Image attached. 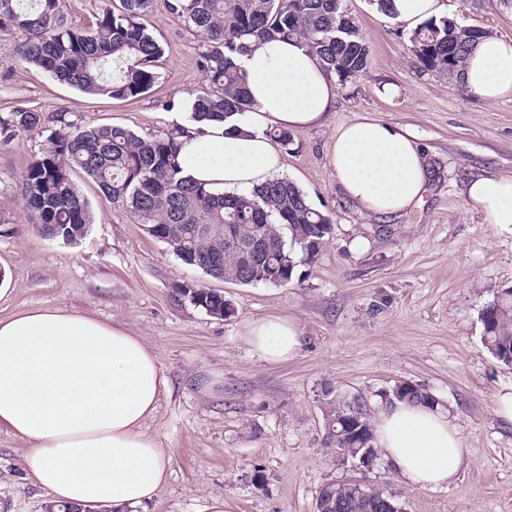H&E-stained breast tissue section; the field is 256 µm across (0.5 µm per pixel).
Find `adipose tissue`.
I'll list each match as a JSON object with an SVG mask.
<instances>
[{
    "mask_svg": "<svg viewBox=\"0 0 512 512\" xmlns=\"http://www.w3.org/2000/svg\"><path fill=\"white\" fill-rule=\"evenodd\" d=\"M240 65L254 102L224 122L191 124L183 175L217 194L252 192L279 177L282 160L266 137L321 124L338 96L336 79L295 41H268ZM467 89L494 102L512 95V40L490 36L469 55ZM327 155L345 195L361 209L393 215L417 207L430 178L428 156L407 128L360 117L336 127ZM466 198L485 223L512 228V176L480 178ZM244 335L267 362L294 357L296 321L268 316ZM170 381L155 350L119 324L62 308H30L0 318V429L26 441L23 465L58 506L111 504L138 512L168 479V461L147 430ZM373 444L404 483L438 488L454 481L467 455L454 416L439 404L381 407Z\"/></svg>",
    "mask_w": 512,
    "mask_h": 512,
    "instance_id": "adipose-tissue-1",
    "label": "adipose tissue"
}]
</instances>
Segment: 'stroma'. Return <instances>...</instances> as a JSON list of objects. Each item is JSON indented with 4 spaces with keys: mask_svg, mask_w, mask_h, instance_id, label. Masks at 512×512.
Segmentation results:
<instances>
[{
    "mask_svg": "<svg viewBox=\"0 0 512 512\" xmlns=\"http://www.w3.org/2000/svg\"><path fill=\"white\" fill-rule=\"evenodd\" d=\"M447 15L512 39V10L487 0H444ZM370 47L366 70L338 85L336 108L320 126L295 130L281 149L282 175L331 219L314 263L284 286L217 280L178 260L115 206L86 175L74 181L93 223L65 245L31 223L20 189L44 136L0 140V316L59 307L92 313L141 336L171 385L148 429L170 475L145 512H206L211 498L231 512H317L321 489L357 482L394 497L403 512H512V423L496 413L512 394V368L483 343L482 312L512 289V230L485 223L466 185L512 175V96L493 103L424 70L409 32L347 0ZM144 23L165 48L160 79L130 100L84 94L8 50L21 38L0 31V112L30 107L70 112L92 125H120L151 138L183 123L174 103L207 82L205 47L193 29L153 0ZM359 116L409 127L431 160L422 203L376 215L351 202L328 165L336 126ZM195 282L220 293L216 318L179 293ZM278 314L302 332L295 357L268 363L244 336L247 321ZM409 382L448 408L468 455L443 489L405 485L384 462L363 468L328 447L329 396H365ZM25 441L0 431V512H46L28 478Z\"/></svg>",
    "mask_w": 512,
    "mask_h": 512,
    "instance_id": "stroma-1",
    "label": "stroma"
}]
</instances>
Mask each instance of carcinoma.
<instances>
[{
    "label": "carcinoma",
    "instance_id": "cac0c4a2",
    "mask_svg": "<svg viewBox=\"0 0 512 512\" xmlns=\"http://www.w3.org/2000/svg\"><path fill=\"white\" fill-rule=\"evenodd\" d=\"M101 2L95 23L78 28L68 23L63 0H0V29L22 34L9 54L85 94L130 99L149 91L160 78L155 63L165 53L142 22L153 0ZM168 7L206 46L200 66L209 88L194 95L187 108L196 123L224 122L252 107L238 59L265 41L302 43L327 73L341 80L367 68L370 49L345 0H169ZM488 35L482 27L446 17L413 31L409 42L425 69L447 77L463 92L467 57ZM51 122L55 129L27 167L21 195L32 222L57 241L76 243L92 224L89 205L73 181L78 171L182 263L212 278L284 285L298 267L312 264L328 241L329 216L286 178L250 193L216 195L182 176V127L146 139L123 126L84 125L66 112ZM45 129L42 113L34 109L16 108L0 116V137L7 141ZM180 292L213 317L228 314L221 294L194 282L180 285ZM481 320L485 347L512 367V289L487 306ZM390 397L433 401L406 382ZM372 419L364 397L331 401L329 444L338 449L372 447ZM339 501L352 504L350 512L370 510L364 494L340 483L324 487L317 510L337 512Z\"/></svg>",
    "mask_w": 512,
    "mask_h": 512
}]
</instances>
